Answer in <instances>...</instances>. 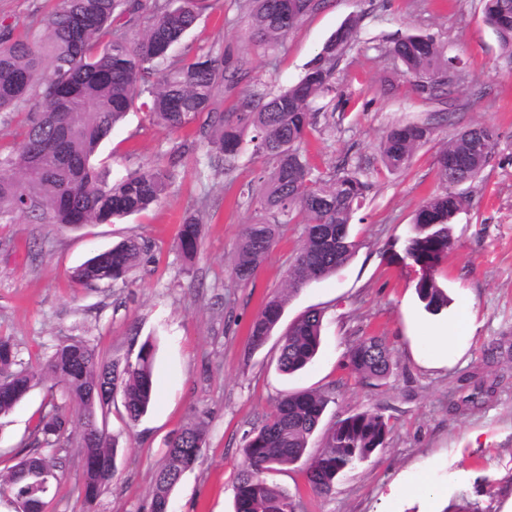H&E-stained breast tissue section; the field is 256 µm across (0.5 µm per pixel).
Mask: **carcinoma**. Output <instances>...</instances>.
Wrapping results in <instances>:
<instances>
[{
  "label": "carcinoma",
  "mask_w": 512,
  "mask_h": 512,
  "mask_svg": "<svg viewBox=\"0 0 512 512\" xmlns=\"http://www.w3.org/2000/svg\"><path fill=\"white\" fill-rule=\"evenodd\" d=\"M324 0H242L259 43L283 42L305 16ZM207 0H60L23 36L0 29V112L17 118V150L0 146V223L25 217L44 224H112L160 201L174 178L184 146L173 149L168 166H152L116 183L99 178L90 163L112 129L134 105L163 126L178 130L206 115L202 137L209 168L230 172L245 144L264 158L258 197L263 210L279 221L244 227L232 273L249 281L266 260L280 227L302 217L303 240L288 268V291L336 273L351 257L353 215L362 206L366 182L356 171L330 178L315 176L302 150L313 130L312 104L331 90L336 64L354 41L357 22H345L308 65L301 79L274 93L252 90L239 95L229 111L221 109L222 90L234 88L242 65L209 51L193 58L176 50L196 26ZM486 24L495 32L500 59L512 69V0H485ZM393 53L405 74L431 99L448 94L454 59L444 55L428 34H410L394 43ZM433 134L428 121L394 124L379 147L384 165L405 166ZM250 139H245V136ZM483 140L481 150L474 142ZM496 133L474 125L448 141L437 158L438 179L456 185L477 179L489 164ZM462 199L448 191L419 207L403 256L424 271L415 291L424 310L439 315L449 306L433 269L454 245L451 220ZM201 224L194 216L179 225L176 245L193 259L200 248ZM152 245L127 238L97 253L73 273L80 285L128 283L148 260ZM285 295L270 297L249 329V345L261 347L279 323ZM322 313L310 309L280 339L278 369L290 375L305 368L321 344ZM155 345L141 343L135 359L103 357L88 341L70 338L56 347L41 370L24 364L9 336H0V416L14 407L48 374L64 388L65 402H49L39 413L25 454L0 479V498L21 512H42L49 489L63 474L59 454L77 436L82 455L79 494L94 502L115 472V446L105 429L111 395L119 392L127 419L134 423L155 398ZM349 365L363 380H382L391 372L390 349L368 336L349 352ZM328 398L315 391L284 395L243 445L236 512H295L268 474L301 460L317 430ZM384 418L367 411L337 420L324 449L306 470L317 494L332 491L336 478L385 447ZM206 422L187 425L167 443L157 471L150 512H168L172 490L197 463L205 444Z\"/></svg>",
  "instance_id": "cac0c4a2"
}]
</instances>
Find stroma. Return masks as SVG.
I'll use <instances>...</instances> for the list:
<instances>
[{"label": "stroma", "mask_w": 512, "mask_h": 512, "mask_svg": "<svg viewBox=\"0 0 512 512\" xmlns=\"http://www.w3.org/2000/svg\"><path fill=\"white\" fill-rule=\"evenodd\" d=\"M58 0H0V25L24 33L33 17ZM483 0H325L273 48L257 42L239 0H209L185 44L189 55L223 49L244 66L239 92L275 91L296 82L328 38L349 18L357 36L340 60L333 88L313 105L317 124L304 147L314 174L358 172L368 184L355 213V251L335 274L289 295L267 343L248 345L249 327L269 297L283 292L299 248L300 220L282 225L278 243L249 283L231 274L244 225L269 220L248 185L266 165L244 151L237 168H204L200 122L172 131L134 108L102 143L103 175L117 181L147 166H165L186 151L167 194L149 210L115 224L63 226L19 218L0 224V336L17 344L23 362L42 368L55 346L80 337L108 358L135 357L141 342L156 346V396L148 413L129 422L113 403L106 429L117 440L116 472L94 503L78 493V446L46 499L45 512H150L154 480L169 437L205 419L207 442L197 465L170 495L169 512H234L247 432L285 394L316 390L329 398L306 459L271 479L299 502L298 512H512V70L501 64ZM432 35L456 61V81L443 102L421 93L391 49L398 38ZM432 119L434 136L400 170L381 163L379 145L395 123ZM496 131L492 158L480 177L455 186L463 206L453 220L454 246L435 276L452 303L447 315L427 314L414 286L419 268L401 264L418 208L443 192L437 156L462 129ZM202 224L200 253L188 262L175 246L186 215ZM153 246L152 261L129 285L86 287L76 267L129 238ZM310 308L323 313L322 345L302 372L279 371V339ZM475 328L440 358L435 343L464 309ZM392 350L385 379L364 381L348 364L350 349L368 336ZM491 384L478 405L456 411L472 391L471 377ZM63 387L52 377L0 417V476L19 459L39 410ZM368 411L390 427L384 448L339 476L326 495L306 482L309 457L337 419Z\"/></svg>", "instance_id": "1"}]
</instances>
